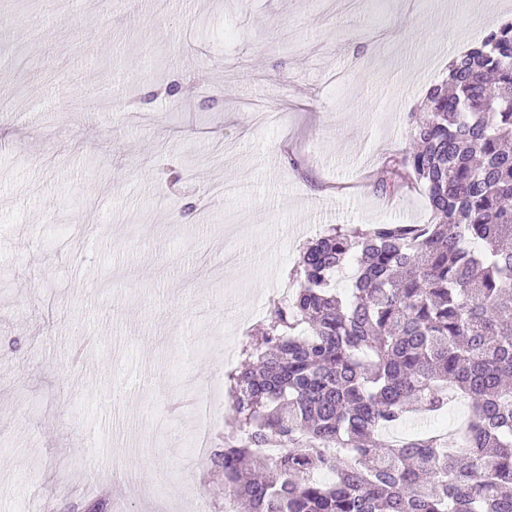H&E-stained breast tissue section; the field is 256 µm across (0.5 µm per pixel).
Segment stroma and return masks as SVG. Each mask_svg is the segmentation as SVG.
Segmentation results:
<instances>
[{
	"label": "stroma",
	"mask_w": 512,
	"mask_h": 512,
	"mask_svg": "<svg viewBox=\"0 0 512 512\" xmlns=\"http://www.w3.org/2000/svg\"><path fill=\"white\" fill-rule=\"evenodd\" d=\"M508 18L512 0H0V512H224L231 415L204 391L307 239L431 222L368 176L411 147L449 56Z\"/></svg>",
	"instance_id": "35a3bbf8"
}]
</instances>
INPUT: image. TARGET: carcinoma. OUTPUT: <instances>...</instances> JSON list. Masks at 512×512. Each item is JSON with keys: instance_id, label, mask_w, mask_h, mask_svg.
<instances>
[{"instance_id": "cac0c4a2", "label": "carcinoma", "mask_w": 512, "mask_h": 512, "mask_svg": "<svg viewBox=\"0 0 512 512\" xmlns=\"http://www.w3.org/2000/svg\"><path fill=\"white\" fill-rule=\"evenodd\" d=\"M374 186L437 222L337 226L225 373L224 498L252 512H512V21L456 57ZM358 261L350 293L333 286ZM468 402L456 447L390 441Z\"/></svg>"}]
</instances>
